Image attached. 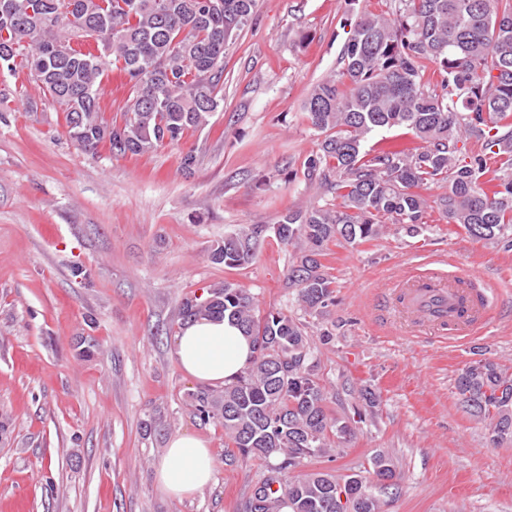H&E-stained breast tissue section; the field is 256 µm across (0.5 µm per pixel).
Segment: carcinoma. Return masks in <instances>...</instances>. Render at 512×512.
Here are the masks:
<instances>
[{
    "instance_id": "cac0c4a2",
    "label": "carcinoma",
    "mask_w": 512,
    "mask_h": 512,
    "mask_svg": "<svg viewBox=\"0 0 512 512\" xmlns=\"http://www.w3.org/2000/svg\"><path fill=\"white\" fill-rule=\"evenodd\" d=\"M0 0V69L29 72L82 152L105 146L113 157L145 155L207 127L223 107L224 50L249 25L256 0ZM395 15L369 13L351 24L339 68L314 84L303 109L323 135L309 156L307 178L331 201L288 211L275 237L293 247L288 287L306 314L333 300L322 257L329 246H354L385 233L386 221L414 228L437 207L474 239L512 237V0H398ZM113 65L132 98L120 120L101 115L99 89ZM432 72L435 81L424 80ZM402 129L421 142L364 149L376 129ZM469 134L499 158L466 160ZM445 191L425 195L432 184ZM265 227L245 226L213 246L209 260L235 268L253 261ZM226 318L249 337L254 356L221 389L185 393L203 425L224 429L230 461L262 462L265 477L243 512H384L386 501L358 474L343 480L307 463L334 457L356 424L376 413L380 392L358 390L354 416L329 406L314 347L299 319L260 309L229 281L207 296L182 299L178 320ZM463 406L484 422L491 441L512 438V374L497 363L472 362L458 377ZM372 475L396 489L392 457L376 453Z\"/></svg>"
}]
</instances>
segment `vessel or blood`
<instances>
[{
    "mask_svg": "<svg viewBox=\"0 0 512 512\" xmlns=\"http://www.w3.org/2000/svg\"><path fill=\"white\" fill-rule=\"evenodd\" d=\"M492 291L453 276H413L407 279L400 302L423 325L466 335L483 321L492 307Z\"/></svg>",
    "mask_w": 512,
    "mask_h": 512,
    "instance_id": "1",
    "label": "vessel or blood"
}]
</instances>
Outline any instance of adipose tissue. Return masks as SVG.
Segmentation results:
<instances>
[{"label": "adipose tissue", "instance_id": "adipose-tissue-1", "mask_svg": "<svg viewBox=\"0 0 512 512\" xmlns=\"http://www.w3.org/2000/svg\"><path fill=\"white\" fill-rule=\"evenodd\" d=\"M173 355L185 374L212 388L232 382L252 358L249 340L224 318H201L184 323L175 336ZM215 462L205 440L180 435L172 438L155 466V478L168 496L184 499L210 483Z\"/></svg>", "mask_w": 512, "mask_h": 512}]
</instances>
